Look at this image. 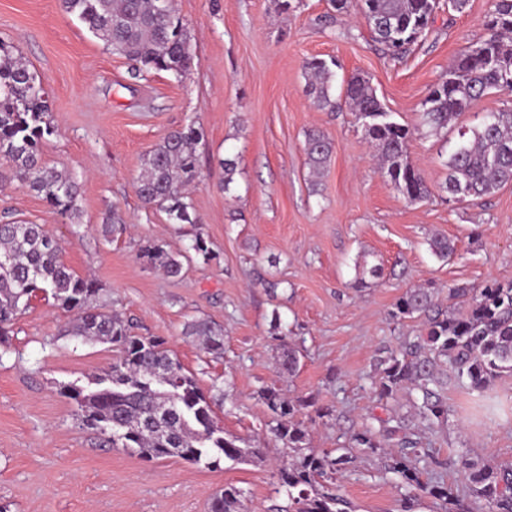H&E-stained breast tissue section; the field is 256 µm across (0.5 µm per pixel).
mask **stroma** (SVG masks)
Wrapping results in <instances>:
<instances>
[{"mask_svg":"<svg viewBox=\"0 0 512 512\" xmlns=\"http://www.w3.org/2000/svg\"><path fill=\"white\" fill-rule=\"evenodd\" d=\"M492 0L436 14L425 41L391 57L359 16L337 14L329 0H176L193 62L175 75L132 79L62 0H0V41L44 80L57 133L44 163L77 176L78 216L62 217L18 180L0 183V214L44 225L80 277L100 287L98 304L120 313L139 336H160L204 393L221 385L217 415L226 432L273 447L260 388L274 385L307 400L301 418L312 448L348 446L369 417L406 412V396L372 390L382 349L418 335L417 319L397 320L395 304L424 287L447 302L456 286L512 282V184L494 195L447 200L438 186L442 156L456 140L419 127L421 104L456 57L487 35ZM335 61L338 79L368 76L398 122L413 128L411 161L434 187L411 204L379 170L352 112L319 109L306 91L304 62ZM195 123L199 176L189 190L216 258L191 257L171 278L140 256L148 241L184 250L181 224L146 206L137 193L143 156L170 131ZM333 142L318 189L307 180L310 131ZM238 167L224 191L222 159ZM125 224L103 235L106 214ZM455 244L438 259L429 240ZM380 278L358 283L362 269ZM204 318L224 333L213 359L181 333ZM68 313L42 298L14 323L0 355V512H209L224 484L245 490L247 512H265L275 495L272 466L223 461L220 468L178 457L148 462L102 443L82 428L58 384L85 382L116 358L112 345L62 336ZM301 349L295 374L277 361L279 338ZM448 421L432 436L444 480L458 490L462 460L512 466V376L484 392L447 386ZM325 417H318V410ZM341 491L358 512H401V492L378 456L355 448Z\"/></svg>","mask_w":512,"mask_h":512,"instance_id":"35a3bbf8","label":"stroma"}]
</instances>
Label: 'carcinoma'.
<instances>
[{"label": "carcinoma", "mask_w": 512, "mask_h": 512, "mask_svg": "<svg viewBox=\"0 0 512 512\" xmlns=\"http://www.w3.org/2000/svg\"><path fill=\"white\" fill-rule=\"evenodd\" d=\"M331 2L338 14L360 13L373 38L394 57L405 55L428 34L439 9V0ZM64 5L94 37L130 62L132 78L151 70L177 75L189 70V37L175 15L174 0H64ZM486 28L488 36L467 46L430 90L422 112L431 133L440 136L457 130L458 141L443 161L446 177L441 185L455 201L488 197L512 184V106L487 113L475 127L458 125L459 117L485 96L512 94V0H493ZM333 65L335 61L317 57L305 62L314 103L330 112L341 106L353 112L393 188L411 204L430 199V186L410 161V130L393 120L364 74L344 80L343 102H337L332 93ZM55 133L43 80L12 46L0 41V158L31 192L72 220L77 179L44 166L40 157L42 142ZM198 138L193 123L170 132L144 155L138 178L137 192L146 205L164 212L172 224L190 225V242L183 252L151 242L140 249L148 264L173 278L180 276L182 258L190 251L205 262L215 259L186 193L197 174ZM305 152L315 192L317 177L331 162L333 144L313 132L307 136ZM430 248L439 259L454 252L448 239L438 235L431 238ZM98 293L94 281L74 275L64 263L58 242L43 225L0 221V346L7 343L21 312L41 296L71 313L64 335L109 343L119 352L108 368L86 377L85 384L59 385V393L75 404L83 426L110 446L146 460L180 457L209 467L223 459L267 464L270 449L253 446L219 426L216 399L198 387L166 339L132 334L131 324L119 314L93 304ZM395 316L424 319L426 332L386 351L373 385L381 399L409 390L417 423L399 414L376 424L366 422L350 443L384 459V472L394 475L404 489L402 512H412L424 498L438 502L440 512H460L454 490L445 483L423 481L418 464L445 466L425 442V434L448 418L441 376L481 392L501 373H512V282L489 281L476 290L452 288L446 308L428 290L410 289L398 299ZM183 335L197 338L212 358L223 357L224 336L207 320L187 321ZM280 348L281 369L296 373L299 351L288 342ZM258 396L272 414V439L282 444L277 449L282 455L277 476L287 495L286 504H273L269 512H354L352 502L339 493L351 457L308 446V428L297 418L307 402L289 398L274 385L261 388ZM462 474L473 512H512L511 467L464 462ZM210 512H246L244 490L224 485L211 499Z\"/></svg>", "instance_id": "cac0c4a2"}]
</instances>
